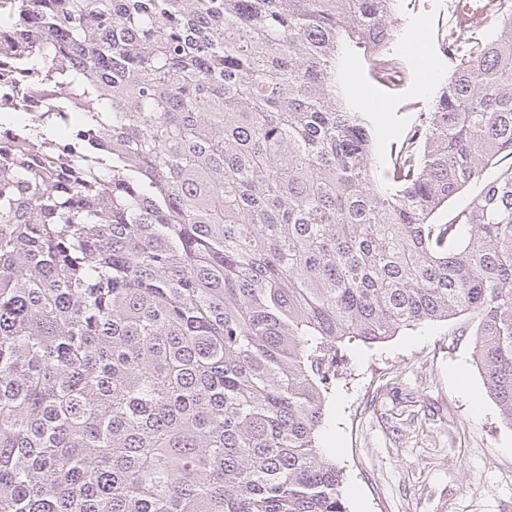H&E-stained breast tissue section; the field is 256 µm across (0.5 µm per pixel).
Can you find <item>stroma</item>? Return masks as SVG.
I'll return each instance as SVG.
<instances>
[{
	"label": "stroma",
	"mask_w": 512,
	"mask_h": 512,
	"mask_svg": "<svg viewBox=\"0 0 512 512\" xmlns=\"http://www.w3.org/2000/svg\"><path fill=\"white\" fill-rule=\"evenodd\" d=\"M390 45L407 76L375 78L362 50L336 62L362 110L380 102L378 152L412 115L429 111L455 63L443 54L448 0H399ZM424 41V59L407 44ZM467 317L419 326L384 343L346 349V385L329 397L320 444L344 473L350 512H512V428L472 360Z\"/></svg>",
	"instance_id": "stroma-1"
}]
</instances>
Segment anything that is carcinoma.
I'll return each instance as SVG.
<instances>
[{
    "label": "carcinoma",
    "mask_w": 512,
    "mask_h": 512,
    "mask_svg": "<svg viewBox=\"0 0 512 512\" xmlns=\"http://www.w3.org/2000/svg\"><path fill=\"white\" fill-rule=\"evenodd\" d=\"M397 2L0 0L60 92L0 122V512H348L343 344L462 315L512 427V162L436 220L512 159V0L379 157L336 58ZM496 172V168H488L485 171L481 182L470 185L460 194L448 200V210L442 214L443 220L448 221V216H450L451 213L467 206L470 201L480 192L483 184L487 181H490L495 176Z\"/></svg>",
    "instance_id": "cac0c4a2"
}]
</instances>
